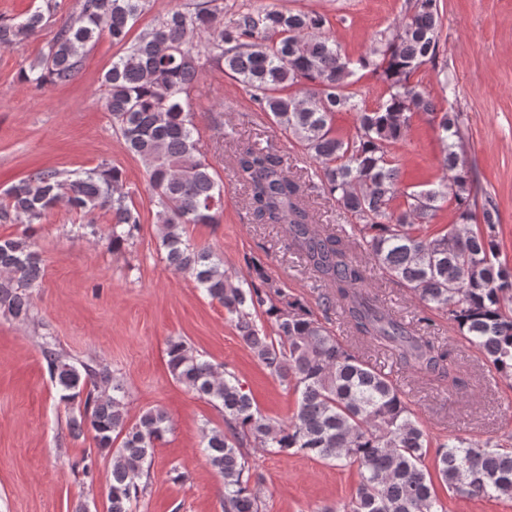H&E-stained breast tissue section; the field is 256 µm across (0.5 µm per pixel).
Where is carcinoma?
I'll use <instances>...</instances> for the list:
<instances>
[{
	"label": "carcinoma",
	"instance_id": "obj_1",
	"mask_svg": "<svg viewBox=\"0 0 512 512\" xmlns=\"http://www.w3.org/2000/svg\"><path fill=\"white\" fill-rule=\"evenodd\" d=\"M145 4L78 0L48 51L22 77L36 86L65 85L79 72L89 44L107 34L124 45L103 76L101 102L127 150L145 163L167 261L224 306L253 356L296 396L292 417L281 425L259 409L234 372L181 338L168 341L174 379L224 415V428H204L201 434L209 463L224 476V512H263L251 484L252 448L357 465L354 496L327 512H444L436 480L453 493L512 499V433L504 439L439 442L435 468L429 470L431 442L394 370L363 360L307 300L269 276L261 259L252 261L250 279L236 282L222 258L184 236L187 224L218 223L223 186L201 158L192 98L199 77L216 66L301 142L318 163L320 187L359 220L337 230L317 224L302 185L270 145L247 142L236 148L234 162L253 220L284 226L288 247L323 288L318 297L323 315L340 311L352 337L401 369L448 391L466 386L452 351L431 335L430 318L406 322L366 291L374 267L425 308L447 313L448 322L490 363L494 377L512 380V268L499 257L500 213L487 199L477 221L479 186L458 167L455 119L445 112L438 123L450 139L442 160L448 176L429 188L404 185L392 152L415 115L435 114L413 76L439 53L437 0H405L396 33L381 36L370 53L356 57L323 32L326 20L316 12L245 9L223 26L216 0H199L191 12L174 10L129 43ZM43 19L35 12L18 22H0V48L29 38ZM368 67L386 85L373 109L359 106L347 82ZM344 111L357 117L356 133L346 139L333 128L336 113ZM450 199L456 222L422 232L440 203ZM61 203L77 212L108 213L107 240L114 249L140 224L121 171L105 160L83 170L45 168L19 181L0 199V221L19 219L30 229ZM43 275L31 234L1 238L0 314L28 320L30 290ZM260 315L273 333L257 323ZM41 353L60 400L79 401L70 435L89 432L96 447L112 451L108 512H133V502L147 488L153 450L169 431L167 413L150 408L131 424L124 383L108 365H76L49 341L41 344Z\"/></svg>",
	"mask_w": 512,
	"mask_h": 512
}]
</instances>
